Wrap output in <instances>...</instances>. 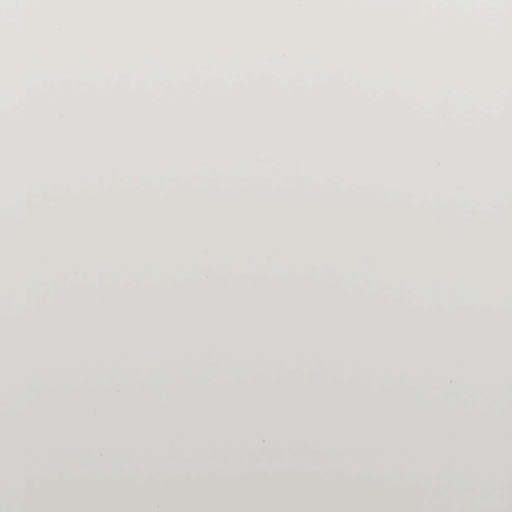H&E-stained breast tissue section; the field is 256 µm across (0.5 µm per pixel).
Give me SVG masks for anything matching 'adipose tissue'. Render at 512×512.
Instances as JSON below:
<instances>
[{"instance_id":"1","label":"adipose tissue","mask_w":512,"mask_h":512,"mask_svg":"<svg viewBox=\"0 0 512 512\" xmlns=\"http://www.w3.org/2000/svg\"><path fill=\"white\" fill-rule=\"evenodd\" d=\"M174 159L163 183L116 180L66 195L36 182L0 206L16 231L0 247V318L20 334L0 356V403L86 368L105 370L109 403L69 394L33 417L31 431L77 432L68 448H0V489L38 459L40 496L55 512H422L421 487L465 470L494 495L485 512H512V306L500 270L512 264V171L418 154L367 151L387 172L311 188L300 177L246 183L188 175L192 148H144ZM478 191L449 195L440 179ZM223 272V289L212 288ZM258 286L241 294L240 282ZM140 280L141 296L82 303L74 285ZM327 377L355 373L414 398L416 411L328 406L306 391L205 392L144 403L134 382L169 365L204 381L211 365ZM469 389L492 421L433 422L421 408L440 390ZM316 443L331 480L298 487L204 478L179 491L170 476L206 450L276 462L293 443ZM150 462V481L63 489L59 474L85 459ZM408 469L397 492L392 473Z\"/></svg>"}]
</instances>
